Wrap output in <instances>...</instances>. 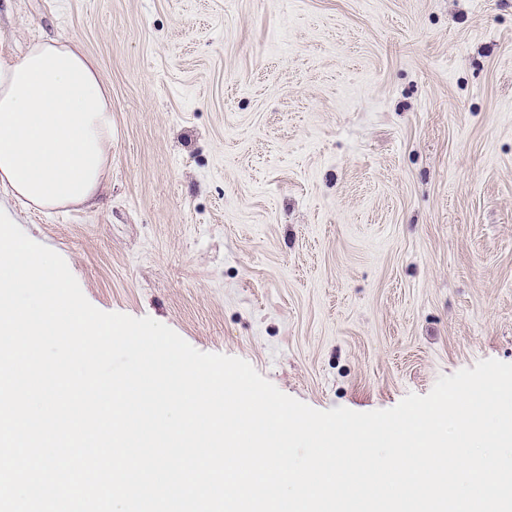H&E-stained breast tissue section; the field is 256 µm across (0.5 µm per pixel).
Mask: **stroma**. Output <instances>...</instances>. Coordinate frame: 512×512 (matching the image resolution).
<instances>
[{
    "label": "stroma",
    "instance_id": "35a3bbf8",
    "mask_svg": "<svg viewBox=\"0 0 512 512\" xmlns=\"http://www.w3.org/2000/svg\"><path fill=\"white\" fill-rule=\"evenodd\" d=\"M112 89L92 205L0 210L104 312L317 410L512 363V0H0Z\"/></svg>",
    "mask_w": 512,
    "mask_h": 512
}]
</instances>
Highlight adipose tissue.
Wrapping results in <instances>:
<instances>
[{
	"label": "adipose tissue",
	"instance_id": "ef3b65f1",
	"mask_svg": "<svg viewBox=\"0 0 512 512\" xmlns=\"http://www.w3.org/2000/svg\"><path fill=\"white\" fill-rule=\"evenodd\" d=\"M112 163V92L75 41L0 62V185L26 206L82 205Z\"/></svg>",
	"mask_w": 512,
	"mask_h": 512
}]
</instances>
